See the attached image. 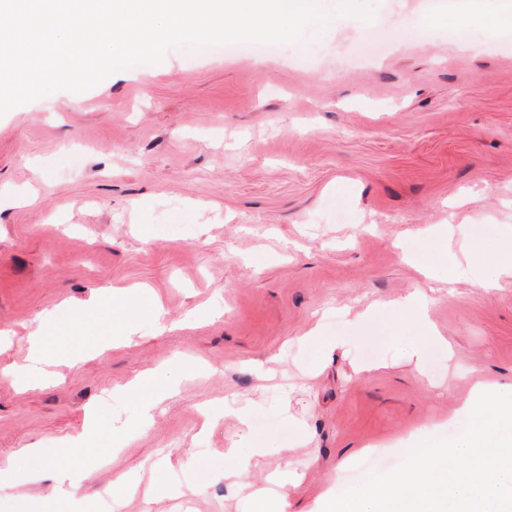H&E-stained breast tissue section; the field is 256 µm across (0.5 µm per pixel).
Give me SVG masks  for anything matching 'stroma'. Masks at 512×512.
<instances>
[{
	"label": "stroma",
	"mask_w": 512,
	"mask_h": 512,
	"mask_svg": "<svg viewBox=\"0 0 512 512\" xmlns=\"http://www.w3.org/2000/svg\"><path fill=\"white\" fill-rule=\"evenodd\" d=\"M369 2L274 55L173 47L0 117V512L48 493L24 479L40 457L77 463L60 446L90 411L69 512H252L224 482L234 445L266 451L242 485L289 470L285 512H323L366 460L458 435L475 382L512 388V277L487 267L489 292L438 260L512 231V44L475 24L455 46L432 0ZM109 285L164 321L100 351L112 311L80 306ZM417 290L445 341L416 364ZM41 321L82 354L23 390L5 368ZM186 362L140 426L126 387Z\"/></svg>",
	"instance_id": "obj_1"
}]
</instances>
